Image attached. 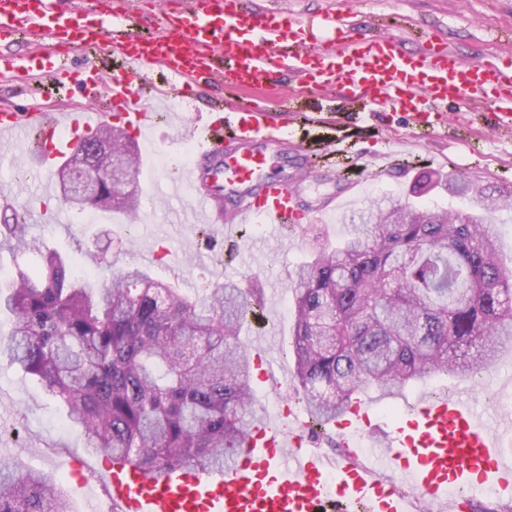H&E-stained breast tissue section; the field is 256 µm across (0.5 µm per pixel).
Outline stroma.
<instances>
[{"label":"stroma","mask_w":512,"mask_h":512,"mask_svg":"<svg viewBox=\"0 0 512 512\" xmlns=\"http://www.w3.org/2000/svg\"><path fill=\"white\" fill-rule=\"evenodd\" d=\"M252 9L285 8L295 13L324 15L330 11L348 14L359 34L405 33L408 48H417L425 35L435 34L463 60L474 63L492 51L512 55V0H246ZM43 46L23 40L0 42V54L12 56V68L0 65V111L44 105L45 94L30 96L25 74ZM118 56L99 52H71V73L61 91L72 103H84L82 81L93 75L110 76L119 65ZM199 101L173 100L166 115L140 138L145 156L140 212L144 219L136 233H128L120 214L104 218L92 209H67L60 222L27 224L29 237L65 252L76 274L93 277L107 265L118 267L146 263L152 275L175 282L195 293L201 287L224 281L256 279L266 298L261 317L243 329L245 343L272 337L285 374H292L294 360L288 352L294 296L286 276L305 260L319 243H336L346 234L351 215L368 212L384 198H398L421 209L461 211L466 196L456 193L451 181L512 190V139L496 125L495 117L467 128L457 121L454 108H447L446 126L424 141L412 136L409 114L382 109L368 111L363 102L348 100L330 90L315 99H298L295 139L321 138L322 151L316 169L302 174L292 161L276 159L268 167L272 178H287L302 209L306 224L293 235L276 228L254 231L245 226L233 261L211 260L197 264L202 226L186 221L192 202L184 191L168 190L156 198L154 188L166 184L175 168H162L158 151L178 145L185 122L195 118ZM433 176L429 191L418 188L421 173ZM335 196L336 206L321 211L325 197ZM252 387L264 414L277 429L289 430L292 413L303 412L290 384L272 387L253 380ZM466 390L474 409L492 431L503 433V413L512 410V352L502 351L496 367L479 380H446L435 376L387 395L371 388L363 398L370 404V424L361 428L365 445H372L378 432L393 430L396 422L414 419L422 397H440L455 389ZM23 466L61 476L60 462L72 454H84L80 433L63 418L59 407L37 388L33 378L10 367L0 358V449Z\"/></svg>","instance_id":"35a3bbf8"}]
</instances>
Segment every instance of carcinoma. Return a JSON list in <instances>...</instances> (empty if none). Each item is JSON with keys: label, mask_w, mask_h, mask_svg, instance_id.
I'll list each match as a JSON object with an SVG mask.
<instances>
[{"label": "carcinoma", "mask_w": 512, "mask_h": 512, "mask_svg": "<svg viewBox=\"0 0 512 512\" xmlns=\"http://www.w3.org/2000/svg\"><path fill=\"white\" fill-rule=\"evenodd\" d=\"M132 152L121 126H102L75 148ZM503 192H476L466 214L392 207L351 220L334 246L315 248L289 275L295 296L292 389L325 428L370 387L392 393L434 375L477 376L512 344V270L497 250ZM73 209L135 215L140 188L98 178ZM0 245L40 261L0 283L12 330L0 353L61 404L84 446L148 477L224 466L259 418L253 356L240 338L261 289L224 282L192 297L143 267L76 275L66 256L0 225ZM0 512H75L56 479L0 456Z\"/></svg>", "instance_id": "1"}]
</instances>
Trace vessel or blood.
Instances as JSON below:
<instances>
[{
    "instance_id": "vessel-or-blood-1",
    "label": "vessel or blood",
    "mask_w": 512,
    "mask_h": 512,
    "mask_svg": "<svg viewBox=\"0 0 512 512\" xmlns=\"http://www.w3.org/2000/svg\"><path fill=\"white\" fill-rule=\"evenodd\" d=\"M140 8L139 0H113L106 18L98 0H85L74 13L59 0H0L1 39L20 30L49 45L65 37L72 50L108 49L125 65L123 75L112 79L107 105L97 103V83L85 84L93 111L1 112V151L24 149L29 137H36L44 151L38 168L45 173L114 111L134 137H142L155 113L154 86L144 73L157 65L167 71L180 98H197L210 84L249 89L286 67L306 94L335 87L373 109L410 113L424 135L445 125L442 105L453 104L460 121L470 125L480 117V101L498 106V123L512 132V67L495 58L468 63L432 37L411 51L398 35L360 38L331 16L249 10L243 0H167L155 15L154 33L144 37L124 28ZM270 106L263 97L232 107L219 102L212 122L182 134L197 151L183 174L202 221L228 240L241 224L284 230L305 218L287 181L263 174L278 147L293 138L290 115L272 120ZM53 196V179L45 173L28 204H20L14 190L1 188L0 214L9 217L20 209L42 223L58 221L57 211L44 206ZM307 427L298 418L286 433L255 428L234 462L207 477L178 472L153 479L129 466L103 463L107 500L113 512H322L331 501L359 502L365 512H409L406 495L363 466L337 467L335 481H328L325 460L302 447ZM378 453L419 498L451 502L453 512L470 508L469 497L449 498L455 486L492 485L512 493V464L461 394L426 401L417 419L385 436Z\"/></svg>"
}]
</instances>
